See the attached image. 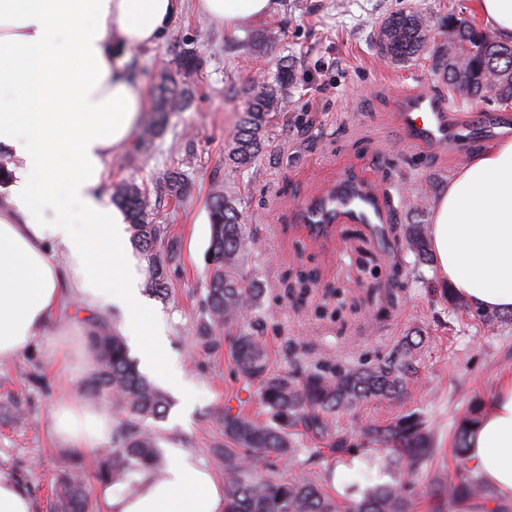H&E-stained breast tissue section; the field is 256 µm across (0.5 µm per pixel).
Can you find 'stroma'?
Listing matches in <instances>:
<instances>
[{
    "label": "stroma",
    "mask_w": 512,
    "mask_h": 512,
    "mask_svg": "<svg viewBox=\"0 0 512 512\" xmlns=\"http://www.w3.org/2000/svg\"><path fill=\"white\" fill-rule=\"evenodd\" d=\"M402 6L434 15L452 6L482 20L476 0H277L274 14L235 37L210 25L187 0L163 39L132 55L146 99H153L164 74L184 99L152 146L131 142L112 160L108 177L141 188L150 218L167 225L164 247L174 253L166 296L147 300L163 317L168 354L189 382L191 400L169 391L165 417L150 426L163 451L190 453L216 478L224 476L214 451L224 445L225 411L266 418L257 385L239 377L227 342L207 346L196 336L208 285L207 214L226 182H234L246 229L259 240L242 268L264 290L263 341L272 373L309 371L326 360L372 365L405 337L422 336L420 372L408 394L336 418L337 433L352 437L369 421L413 412L430 421L439 454L409 482L408 496L422 499L432 471L453 474L456 420L470 400L489 401L512 373V321L488 326L440 300L436 262L417 266L412 253L373 239L360 224L336 225L330 242L316 243L296 219L302 204L344 176L359 175L392 187L398 223L431 224L434 205L462 161L482 148L474 125L488 117L498 138L512 137V105L475 99L455 107L454 121L467 128L459 141L422 148L408 140L399 124L400 99L424 83L443 96L448 87L428 55L402 64L379 53L374 33ZM267 32L272 41L254 50L255 37ZM186 51L197 59L190 70L180 65ZM287 57L292 101L278 115L261 159L238 174L225 170L224 155L250 99ZM171 170L190 182L178 200L165 187ZM414 199L424 208L411 213ZM63 345L71 355L65 371L51 363ZM93 368L85 323L69 306L31 347L0 359V471L25 486L34 512H51L53 478L79 456L51 434V410L65 398L90 399L84 383ZM297 441L312 449V458L277 461L276 476L287 482L309 477L331 484L334 498L348 496L355 469L337 461L324 440L301 435Z\"/></svg>",
    "instance_id": "1"
}]
</instances>
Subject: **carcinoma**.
<instances>
[{"mask_svg":"<svg viewBox=\"0 0 512 512\" xmlns=\"http://www.w3.org/2000/svg\"><path fill=\"white\" fill-rule=\"evenodd\" d=\"M454 16L452 8L437 17L420 10L395 11L378 27V49L395 62L416 59L426 47L424 31L432 20L441 43L431 56V68L448 85L451 97L508 105L512 101V82L506 80L512 75V41H503L496 32L477 24L450 33L448 20ZM450 37L462 50L452 63L447 57ZM293 86V69L284 65L253 96L224 157L226 165L241 171L257 162L272 119L288 107ZM180 108L177 89L168 78H162L155 88L154 118L144 127L140 145L152 142L169 114ZM165 185L168 194L177 200L188 190V181L179 171L168 172ZM112 202L131 224L133 243L148 264L149 287L160 293L166 291L167 265L172 256L163 253L161 247L167 227L151 223L146 197L134 184H115ZM397 230L418 264L430 261L425 226L404 224ZM254 245L233 192L227 190L217 196L210 209L206 319L197 335L207 342L227 341L239 375L258 384L267 414L266 421L260 423L238 412H224L226 443L219 449L224 461V512H415L416 503L404 494V487L439 452L430 422L415 413L393 421L368 422L361 428L362 444L371 446L361 476L369 479L376 469L389 475L390 480L366 486L359 499L341 503L312 479L284 482L274 477L272 461L294 458L300 452L295 441L298 430L325 438L340 411L368 400H387L408 393L418 375L419 344L406 340L386 359L369 367H318L294 375L270 372L261 323L255 318L262 288L246 278L240 267L242 254ZM87 333L95 367L85 387L111 398L123 418L112 447L96 449L57 477L56 512H91L85 492L89 470L101 482L134 485V474L162 466L159 434L145 422L163 417L168 405L166 396L139 372L123 337L112 331L106 320L89 321ZM481 415L478 402L460 416L453 439L455 477L433 474L424 496L427 512H445L451 503L470 500L494 504L492 512H512V502L500 498L468 465L467 438ZM330 448L338 462L362 452L342 436L333 438Z\"/></svg>","mask_w":512,"mask_h":512,"instance_id":"cac0c4a2","label":"carcinoma"}]
</instances>
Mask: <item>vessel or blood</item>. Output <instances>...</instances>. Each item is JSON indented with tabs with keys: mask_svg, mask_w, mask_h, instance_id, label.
Segmentation results:
<instances>
[{
	"mask_svg": "<svg viewBox=\"0 0 512 512\" xmlns=\"http://www.w3.org/2000/svg\"><path fill=\"white\" fill-rule=\"evenodd\" d=\"M452 108V103L432 88L414 90L402 99L400 124L416 145L445 144L459 132L450 118ZM395 219L387 189L352 177L299 210L302 228L311 237L336 224H363L383 234Z\"/></svg>",
	"mask_w": 512,
	"mask_h": 512,
	"instance_id": "1",
	"label": "vessel or blood"
}]
</instances>
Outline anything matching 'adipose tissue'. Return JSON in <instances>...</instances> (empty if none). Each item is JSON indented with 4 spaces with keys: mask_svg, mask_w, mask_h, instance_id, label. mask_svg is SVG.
Here are the masks:
<instances>
[{
    "mask_svg": "<svg viewBox=\"0 0 512 512\" xmlns=\"http://www.w3.org/2000/svg\"><path fill=\"white\" fill-rule=\"evenodd\" d=\"M184 0H0V147L15 163L0 206V358L44 335L63 305L116 307L122 331L157 378L176 381L162 321L144 301L121 214L104 186L109 164L138 132L146 101L127 63L156 45ZM214 26L241 36L275 0H196ZM78 205L81 222L70 207ZM431 248L444 283L471 307L512 314V139L476 153L434 208ZM75 261L64 284L51 250ZM52 428L69 447L107 442L100 405L59 401ZM470 464L512 499V375L498 383L467 440ZM135 492L101 485V512H224V486L173 451Z\"/></svg>",
    "mask_w": 512,
    "mask_h": 512,
    "instance_id": "obj_1",
    "label": "adipose tissue"
}]
</instances>
